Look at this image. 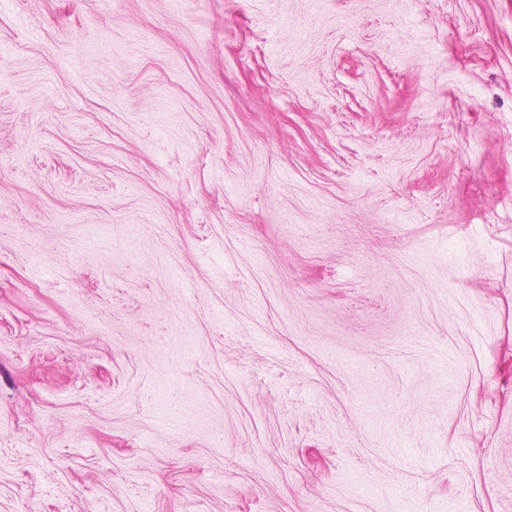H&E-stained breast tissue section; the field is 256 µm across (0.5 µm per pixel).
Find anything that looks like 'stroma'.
Masks as SVG:
<instances>
[{
    "mask_svg": "<svg viewBox=\"0 0 512 512\" xmlns=\"http://www.w3.org/2000/svg\"><path fill=\"white\" fill-rule=\"evenodd\" d=\"M0 512H512V0H0Z\"/></svg>",
    "mask_w": 512,
    "mask_h": 512,
    "instance_id": "35a3bbf8",
    "label": "stroma"
}]
</instances>
